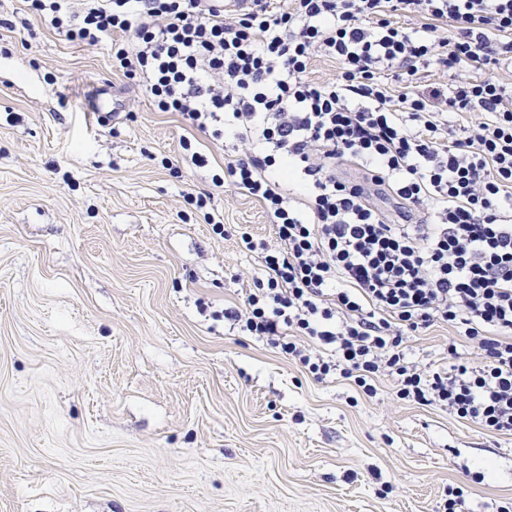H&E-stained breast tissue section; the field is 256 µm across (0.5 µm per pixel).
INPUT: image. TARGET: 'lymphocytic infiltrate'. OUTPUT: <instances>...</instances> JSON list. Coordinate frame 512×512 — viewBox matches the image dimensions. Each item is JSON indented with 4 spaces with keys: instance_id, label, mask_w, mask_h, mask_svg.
Wrapping results in <instances>:
<instances>
[{
    "instance_id": "1",
    "label": "lymphocytic infiltrate",
    "mask_w": 512,
    "mask_h": 512,
    "mask_svg": "<svg viewBox=\"0 0 512 512\" xmlns=\"http://www.w3.org/2000/svg\"><path fill=\"white\" fill-rule=\"evenodd\" d=\"M69 41L112 45V66L186 127L230 139L231 182L274 242L242 233L261 271L224 317L298 360L512 438V0H31ZM404 17L421 28L401 25ZM118 33L131 44L114 42ZM336 59L326 81L311 60ZM430 66L453 73L420 87ZM463 119L449 135L448 118ZM352 163L363 176L340 177ZM479 361L427 370L407 340L435 324Z\"/></svg>"
}]
</instances>
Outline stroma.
Segmentation results:
<instances>
[{
    "instance_id": "stroma-1",
    "label": "stroma",
    "mask_w": 512,
    "mask_h": 512,
    "mask_svg": "<svg viewBox=\"0 0 512 512\" xmlns=\"http://www.w3.org/2000/svg\"><path fill=\"white\" fill-rule=\"evenodd\" d=\"M0 0V512H464L512 502V441L434 406L317 381L225 321L272 240L254 199L214 187L231 147L197 134ZM118 119L85 111L92 89ZM210 193L224 232L186 193ZM475 343L436 325L412 360Z\"/></svg>"
}]
</instances>
